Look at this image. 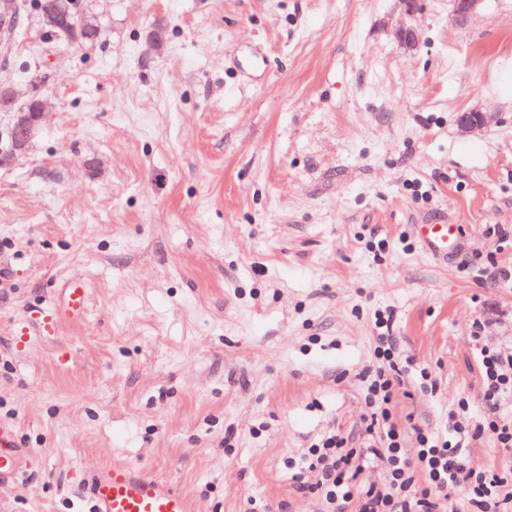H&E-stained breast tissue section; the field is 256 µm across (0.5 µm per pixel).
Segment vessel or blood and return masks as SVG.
Returning <instances> with one entry per match:
<instances>
[{
	"mask_svg": "<svg viewBox=\"0 0 512 512\" xmlns=\"http://www.w3.org/2000/svg\"><path fill=\"white\" fill-rule=\"evenodd\" d=\"M424 246L435 256H447L456 237L452 224H422ZM88 299L84 289H70L66 303L54 311L55 321L84 317ZM28 449L20 447L12 426L0 424V488L16 481ZM85 490L94 512H196L193 500L165 479L135 466L115 463L98 469L86 480Z\"/></svg>",
	"mask_w": 512,
	"mask_h": 512,
	"instance_id": "1",
	"label": "vessel or blood"
}]
</instances>
